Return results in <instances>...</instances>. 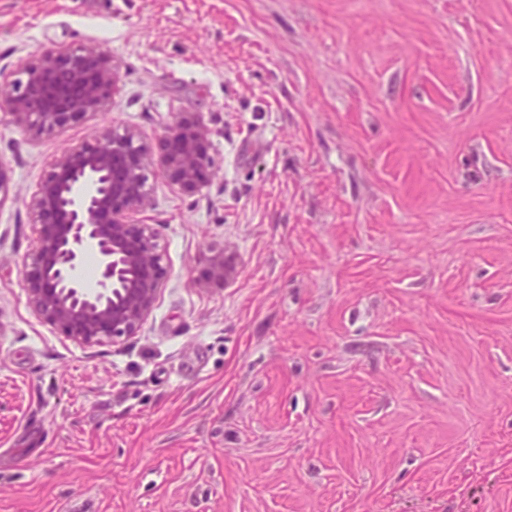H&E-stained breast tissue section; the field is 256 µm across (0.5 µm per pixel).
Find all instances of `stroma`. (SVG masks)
I'll use <instances>...</instances> for the list:
<instances>
[{
    "instance_id": "1",
    "label": "stroma",
    "mask_w": 512,
    "mask_h": 512,
    "mask_svg": "<svg viewBox=\"0 0 512 512\" xmlns=\"http://www.w3.org/2000/svg\"><path fill=\"white\" fill-rule=\"evenodd\" d=\"M78 44L105 111L0 113V512H512V0H0V80ZM178 112L216 166L149 174L164 287L76 344L28 302L27 203Z\"/></svg>"
}]
</instances>
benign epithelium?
Segmentation results:
<instances>
[{
  "instance_id": "1",
  "label": "benign epithelium",
  "mask_w": 512,
  "mask_h": 512,
  "mask_svg": "<svg viewBox=\"0 0 512 512\" xmlns=\"http://www.w3.org/2000/svg\"><path fill=\"white\" fill-rule=\"evenodd\" d=\"M119 81L113 60L81 44L44 48L23 77L0 94V110L37 133H53L104 110ZM208 130L179 113L153 157L132 130L113 131L59 156L28 202L35 239L24 287L35 315L79 344L118 343L137 335L164 286L158 234L134 215L151 206L148 171L196 192L215 160ZM98 256L99 289L87 292L75 272L85 248Z\"/></svg>"
}]
</instances>
